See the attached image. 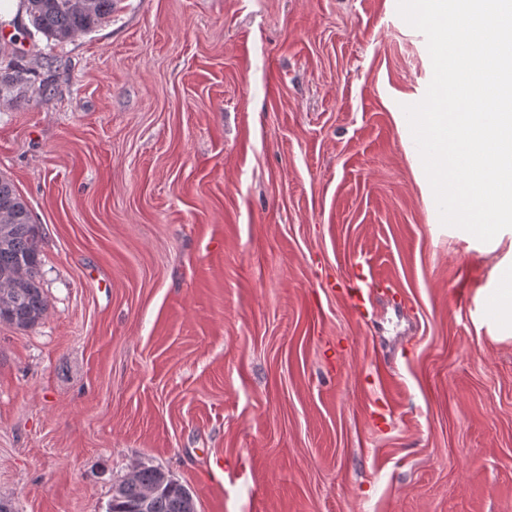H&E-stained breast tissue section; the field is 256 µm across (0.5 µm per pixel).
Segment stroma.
Instances as JSON below:
<instances>
[{
    "label": "stroma",
    "mask_w": 512,
    "mask_h": 512,
    "mask_svg": "<svg viewBox=\"0 0 512 512\" xmlns=\"http://www.w3.org/2000/svg\"><path fill=\"white\" fill-rule=\"evenodd\" d=\"M20 50L0 176L47 311L0 323L13 512H107L137 465L197 512H512L485 317L512 228L441 224L394 118L433 76L397 0H117ZM359 272L354 274V280L350 281L346 286V294L351 300L354 308L363 315L368 311V304L370 303L369 295L365 289L367 274L364 272V266H358Z\"/></svg>",
    "instance_id": "stroma-1"
}]
</instances>
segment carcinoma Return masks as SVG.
Instances as JSON below:
<instances>
[{
  "label": "carcinoma",
  "instance_id": "1",
  "mask_svg": "<svg viewBox=\"0 0 512 512\" xmlns=\"http://www.w3.org/2000/svg\"><path fill=\"white\" fill-rule=\"evenodd\" d=\"M27 22L21 35L42 34L72 40L97 28L112 15L116 0H24ZM38 227L13 185L0 178V321L19 329L34 328L47 306L40 288ZM188 488L163 470L140 466L112 493L109 512H196Z\"/></svg>",
  "mask_w": 512,
  "mask_h": 512
}]
</instances>
